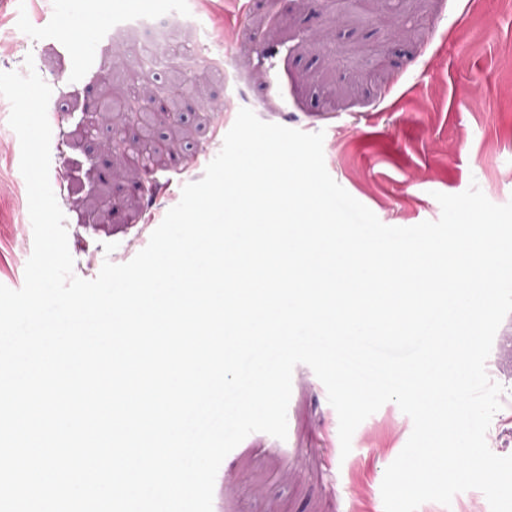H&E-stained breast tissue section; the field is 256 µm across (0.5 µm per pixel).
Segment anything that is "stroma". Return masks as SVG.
<instances>
[{
    "label": "stroma",
    "instance_id": "35a3bbf8",
    "mask_svg": "<svg viewBox=\"0 0 512 512\" xmlns=\"http://www.w3.org/2000/svg\"><path fill=\"white\" fill-rule=\"evenodd\" d=\"M201 27L223 31L239 73L200 69L183 58L146 74L152 96L167 100L173 83H198L174 112L125 120L91 112L102 87L126 91L136 66L135 41L118 34L123 9L86 0L83 13L60 12L57 0H0L7 18L0 71L26 73L33 59L51 87L49 179L65 215L77 277H97L104 261L124 264L138 252L184 185L203 168L187 158L219 153L216 123L232 127L240 108L267 123L323 132L331 177L385 225H417L441 216L436 193L459 194L477 183L494 204L512 201V98L503 93L502 58L512 57V13L501 0H184ZM94 36L93 62L74 66L75 32ZM223 102V113L211 104ZM0 97V173L22 181L21 148ZM174 142L171 155L143 177L120 171L113 139ZM33 250L27 208L0 201V284L18 290ZM501 384L502 407L486 440L512 455V314L500 325L487 359ZM288 434L246 437L223 460L213 512H384L386 468L413 428L393 402L355 430L342 455L338 415L313 370L297 365L287 410Z\"/></svg>",
    "mask_w": 512,
    "mask_h": 512
}]
</instances>
